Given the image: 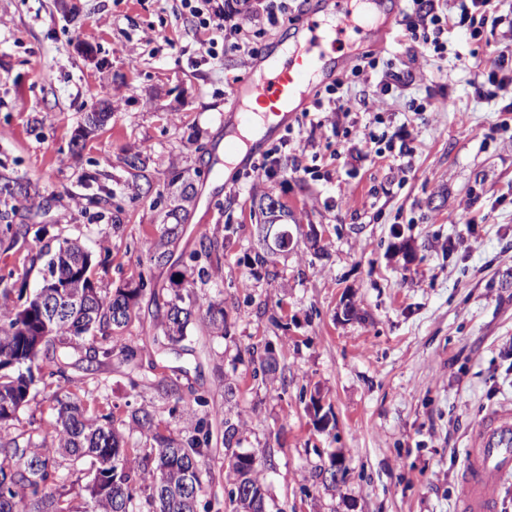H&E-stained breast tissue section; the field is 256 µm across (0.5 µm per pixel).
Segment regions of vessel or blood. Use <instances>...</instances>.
Segmentation results:
<instances>
[{
	"instance_id": "vessel-or-blood-1",
	"label": "vessel or blood",
	"mask_w": 512,
	"mask_h": 512,
	"mask_svg": "<svg viewBox=\"0 0 512 512\" xmlns=\"http://www.w3.org/2000/svg\"><path fill=\"white\" fill-rule=\"evenodd\" d=\"M355 0H320L301 27L294 44L273 60L268 69L233 84L231 94L266 108L280 125L292 123L296 115L290 106L313 77L329 79L332 68L326 59L327 47L360 34L370 38L376 16L393 22L398 0H368L363 20H356ZM476 440L467 449L460 472L461 493L458 512H496L498 489L512 477V409L498 410L478 419L472 428Z\"/></svg>"
}]
</instances>
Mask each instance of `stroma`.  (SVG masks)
Returning a JSON list of instances; mask_svg holds the SVG:
<instances>
[{"label": "stroma", "instance_id": "1", "mask_svg": "<svg viewBox=\"0 0 512 512\" xmlns=\"http://www.w3.org/2000/svg\"><path fill=\"white\" fill-rule=\"evenodd\" d=\"M313 5L288 0L287 21L252 28V46L292 37ZM204 38L180 0H0V174L30 182L17 205L41 248L81 239L102 289L149 281L128 329L147 345L158 332L151 290L170 287L202 237L220 242V277L195 291L201 304L223 302L225 337L195 327L191 350L155 363L184 369L210 410L240 421V450L266 468L270 512H457L471 425L512 404V126L506 98L474 78L512 35L478 42L452 28L437 54L392 26L385 46L362 42L337 68L341 110L317 128L301 116L270 129L229 173L219 146L230 88L256 59L226 43L207 54ZM101 99L118 110L72 155L74 129ZM398 131L411 158L386 148ZM368 134L384 158L370 155ZM136 153L139 178L124 164ZM174 162L197 171V195L158 267L143 242L164 222ZM108 191L111 206L91 205ZM265 195L287 205L292 238L263 263ZM28 248L0 235L9 287L41 281ZM254 346L277 358L274 382L254 378ZM103 372L105 388L72 352L68 391L118 422L145 407L171 434L186 427L182 406L131 387L117 363ZM55 392L38 387L12 434H40ZM334 458L345 475L332 485L319 472ZM202 463L203 501L227 499L221 434Z\"/></svg>", "mask_w": 512, "mask_h": 512}]
</instances>
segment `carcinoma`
I'll list each match as a JSON object with an SVG mask.
<instances>
[{
    "label": "carcinoma",
    "mask_w": 512,
    "mask_h": 512,
    "mask_svg": "<svg viewBox=\"0 0 512 512\" xmlns=\"http://www.w3.org/2000/svg\"><path fill=\"white\" fill-rule=\"evenodd\" d=\"M111 113L88 112L71 144L77 148L86 138L84 129L105 124ZM169 186L175 188L168 218L160 235L148 240L145 248L151 261L165 265L170 261L169 246L178 226L190 215L196 194L190 175L174 170ZM28 194L21 179L0 175V231L16 238L25 236L29 228L15 224L19 208L17 197ZM288 247V227L276 226L271 244L264 247L268 256ZM45 260L47 275L43 284L53 286L55 306L50 316L38 294L24 295L25 289H0V428L18 419L32 391L40 384L62 385L70 382L67 374V349L85 350V371L95 374L107 361L117 360L125 367L131 386L140 384L154 388L175 402L188 406L207 404L197 390L184 393L179 373H154L155 365L144 368L145 348L122 337L123 330L135 316L136 298L146 290L147 282L139 279L133 288L102 292L91 277V254L78 238H65L58 249L46 256L37 252L31 263ZM186 287L167 298L152 292L156 315L161 317L160 334L153 342L160 350L180 347L189 350L194 341L190 325L206 326L224 335V307L209 305L200 312L193 284L182 274ZM17 300H12L13 292ZM110 330L112 345H96V333ZM54 419L50 430L39 438L0 433V512H79L68 498L63 470L79 469L89 476V501L84 512H198L199 498L207 475L201 458L212 441L208 416L178 437L162 433L152 411L141 408L134 413L129 426L139 430L144 447L126 446L125 434L116 425L112 413L90 408L77 395L66 392L55 397ZM224 464L232 478L229 504L216 502V512H267L265 490L261 483V461L252 454L235 450L239 444L240 424L222 419ZM143 496H138L135 489Z\"/></svg>",
    "instance_id": "cac0c4a2"
}]
</instances>
